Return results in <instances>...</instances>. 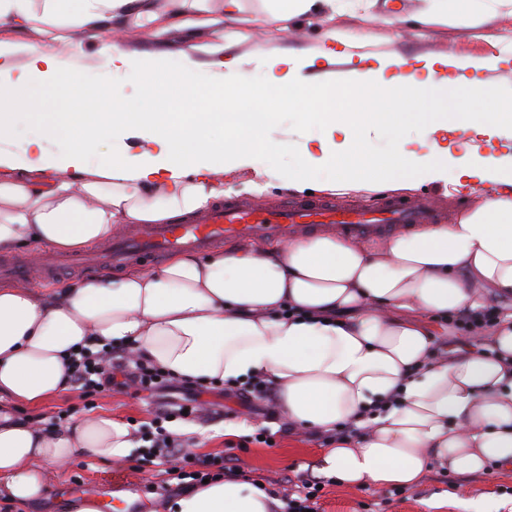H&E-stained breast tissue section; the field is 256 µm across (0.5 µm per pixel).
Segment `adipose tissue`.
<instances>
[{"instance_id": "1", "label": "adipose tissue", "mask_w": 512, "mask_h": 512, "mask_svg": "<svg viewBox=\"0 0 512 512\" xmlns=\"http://www.w3.org/2000/svg\"><path fill=\"white\" fill-rule=\"evenodd\" d=\"M172 8L179 27L194 29L237 21L242 0H173ZM506 9L512 0H426L420 21L467 18L480 27ZM111 19L158 16L151 0H0V23L42 36L24 46L0 40V253L77 251L130 224L199 214L223 197L222 175L240 169L253 171L244 189L256 194L276 182L323 192L422 183L487 191L454 223L379 244L306 235L205 257L180 252L148 270L56 288L0 286V494L23 508L48 495L55 468L128 457L134 437L111 413L44 431L5 409L58 397L70 387V353L106 344L187 382L260 376L295 426H352L317 460L321 474L351 486L410 487L436 467L460 476L512 469V309L467 354L441 352L434 327L512 300V154L480 151L512 141V96L479 77L503 56L365 65L333 34L310 56L245 59L218 47L174 71L168 55L136 57L114 44ZM71 28L97 41L107 66L101 86L52 51ZM340 60L357 76L354 93L319 78ZM247 64L270 84L313 93L315 109L304 115L313 135L283 124L273 105L250 106L256 90L233 81ZM131 73L145 96L121 93L118 80ZM205 82L217 90L212 102L178 117L173 91ZM50 91L62 111H51ZM104 98L111 111H102ZM29 115L40 117L42 137L23 142L18 122ZM410 125L414 149L402 136ZM61 135L67 148L50 152ZM387 135L394 148L374 151ZM279 152L295 165L262 162ZM281 508L247 481L223 477L182 494L172 512Z\"/></svg>"}]
</instances>
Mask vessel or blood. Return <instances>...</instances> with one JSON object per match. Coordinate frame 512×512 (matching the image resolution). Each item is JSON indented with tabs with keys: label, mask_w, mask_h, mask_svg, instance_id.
Here are the masks:
<instances>
[{
	"label": "vessel or blood",
	"mask_w": 512,
	"mask_h": 512,
	"mask_svg": "<svg viewBox=\"0 0 512 512\" xmlns=\"http://www.w3.org/2000/svg\"><path fill=\"white\" fill-rule=\"evenodd\" d=\"M439 219L434 205L394 196L375 206L325 197L286 199L264 207L224 201L185 221L137 227L98 251L74 255L72 261L117 270L173 252L203 253L229 242H285L307 231H333L352 240L368 241Z\"/></svg>",
	"instance_id": "vessel-or-blood-1"
}]
</instances>
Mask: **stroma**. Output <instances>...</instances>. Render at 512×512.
I'll list each match as a JSON object with an SVG mask.
<instances>
[{
  "label": "stroma",
  "mask_w": 512,
  "mask_h": 512,
  "mask_svg": "<svg viewBox=\"0 0 512 512\" xmlns=\"http://www.w3.org/2000/svg\"><path fill=\"white\" fill-rule=\"evenodd\" d=\"M238 30L247 33V40L232 45L231 53L252 57L256 53L282 55L314 54L329 34L342 33L360 43L363 53L387 57H435L452 54L460 58L480 59L503 54L507 63L484 72L490 87L502 95L512 94V14L503 13L490 25L480 29L469 25L426 27L416 16L422 0H376L365 11H336L327 0H317L306 15L283 22L271 15L264 0H243ZM154 9L163 17L165 30L135 23L116 24L123 48L136 54L170 56L172 68H179L178 50L190 46L223 43L226 28L217 24L186 31L177 27L169 0H153ZM72 43H80L82 55L71 53L70 45L57 44L53 50L67 63L81 68L89 82H98L103 61L97 54L94 39L82 29L70 30ZM485 193L478 186L467 193H449L444 184L426 183L408 190V197L438 203L442 223L453 221L458 212L479 204ZM205 403L206 414L192 415L186 420L168 423L167 428L187 444L194 457L223 458L235 452L238 465L247 480L268 485L276 494H283L289 484L315 475V464L321 449L330 447L326 434L303 431L290 426L281 412L264 413L262 402L244 403L224 396L223 386L213 383L186 384L174 381L172 387L153 398H145L135 388H112L84 396L70 389L64 396L37 406L20 407V415L31 424L46 427L51 416L65 414L67 419L79 418L100 411L111 412L130 429L150 432L155 412L163 404L184 399ZM259 425L275 433L274 446L240 447L241 436L250 434ZM167 479L161 465L143 463L139 449H132L123 464L114 465L99 460H79L56 470L47 498L29 505L28 512H68L71 502L84 499L88 487L109 486L113 501L105 512H121L123 505L139 508L140 512H168L161 492ZM487 498L491 512H512V470L488 468L474 477H461L441 468H433L413 487L394 494L392 487L352 489L339 483H329L318 504V512H362L365 503L377 504L379 512H465L463 501Z\"/></svg>",
  "instance_id": "obj_1"
}]
</instances>
